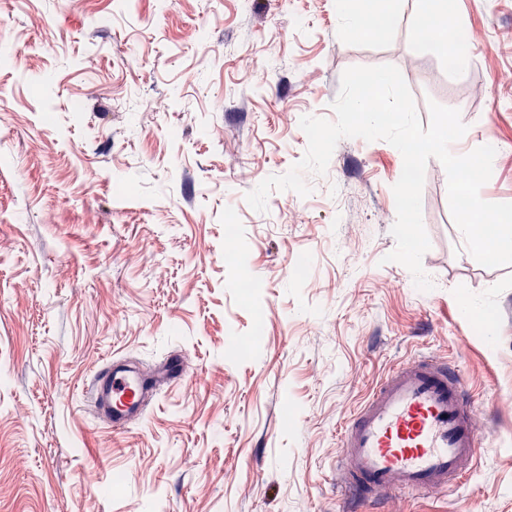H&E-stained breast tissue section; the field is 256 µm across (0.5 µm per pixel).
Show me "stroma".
<instances>
[{"label":"stroma","instance_id":"stroma-1","mask_svg":"<svg viewBox=\"0 0 512 512\" xmlns=\"http://www.w3.org/2000/svg\"><path fill=\"white\" fill-rule=\"evenodd\" d=\"M447 2L435 48L424 0L378 32L336 0H0V512H347L341 427L422 354L464 368L484 446L457 490L384 512H512V265L469 253L442 164L422 190L427 292L385 260L387 141L341 140L308 196L245 200L302 159L301 117L334 120L345 69L391 64L421 121L458 109L461 152L495 148L480 196L512 203V0ZM173 353L187 377L141 421L91 416L103 358Z\"/></svg>","mask_w":512,"mask_h":512}]
</instances>
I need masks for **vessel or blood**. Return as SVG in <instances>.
I'll use <instances>...</instances> for the list:
<instances>
[{
  "mask_svg": "<svg viewBox=\"0 0 512 512\" xmlns=\"http://www.w3.org/2000/svg\"><path fill=\"white\" fill-rule=\"evenodd\" d=\"M186 376L175 355L140 370L111 358L93 372L86 394L96 415L120 433L142 419L161 387L179 385ZM471 395L459 367L437 357L413 359L387 374L341 428L336 475L350 498L459 486L481 445Z\"/></svg>",
  "mask_w": 512,
  "mask_h": 512,
  "instance_id": "1",
  "label": "vessel or blood"
}]
</instances>
